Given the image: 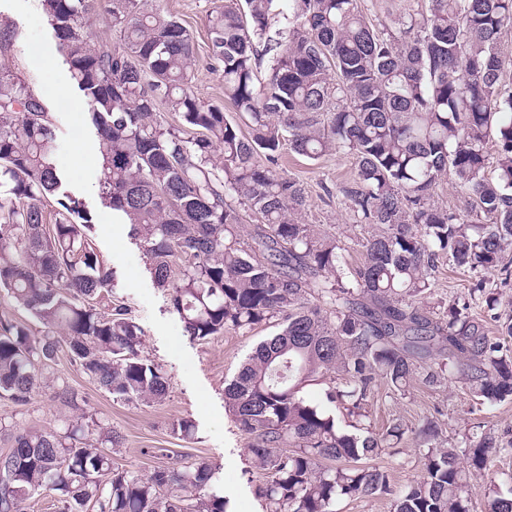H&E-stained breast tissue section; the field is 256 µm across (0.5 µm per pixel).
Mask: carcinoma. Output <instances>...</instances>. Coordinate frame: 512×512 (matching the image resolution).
I'll return each mask as SVG.
<instances>
[{"instance_id":"obj_1","label":"carcinoma","mask_w":512,"mask_h":512,"mask_svg":"<svg viewBox=\"0 0 512 512\" xmlns=\"http://www.w3.org/2000/svg\"><path fill=\"white\" fill-rule=\"evenodd\" d=\"M42 7L96 129L102 198L127 219L187 333L208 340L279 321L225 389L267 471L266 512H335L339 500L392 493L374 460L405 430L364 424L380 382L404 391L454 373L484 404L512 398V351L484 320L425 305L442 255L464 272L512 276V82L501 43L512 0H422L393 28L373 24L358 0H244L212 12L209 49L246 135L191 92L193 39L160 0ZM98 9L111 42L93 41ZM286 148L312 162L350 159L340 192L371 227L353 272L336 238L304 222L305 188L279 168ZM54 154L51 116L1 71L0 290L35 323L0 313V398L26 407L47 388L75 409L74 390L47 373L65 350L112 398L161 402L168 376L112 300L89 217L57 194ZM447 178L468 192L467 214L433 199ZM245 209L261 222L247 227ZM331 371L345 384L328 387L325 403L345 406L354 432L301 395ZM0 430L11 441L0 453V512H26L43 491L61 512H226L205 462L147 477L112 468L122 436L93 414L67 416L61 430L1 417ZM415 435L428 447L394 512H474L477 493L487 512H512V486L489 478L495 436L447 445L431 421Z\"/></svg>"}]
</instances>
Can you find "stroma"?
I'll return each instance as SVG.
<instances>
[{
    "label": "stroma",
    "mask_w": 512,
    "mask_h": 512,
    "mask_svg": "<svg viewBox=\"0 0 512 512\" xmlns=\"http://www.w3.org/2000/svg\"><path fill=\"white\" fill-rule=\"evenodd\" d=\"M241 0H166L168 10L188 28L196 48L192 91L207 104L224 102L223 68L209 50L207 18L224 6ZM0 24L8 26L12 38L8 49H0V70L20 76L52 117L55 158L61 179V194L80 202L92 217L90 239L112 272V296L132 310L144 332L143 351L167 373L170 389L163 402L151 405L113 400L77 371L68 356H60L53 371L87 402V409L106 419L123 437L112 456L113 465L147 476L162 464L203 461L215 468V487L224 492L227 512H263L257 489L265 472L248 451V437L228 411L224 387L236 374L252 348L278 332L270 322L251 330L228 331L208 340L189 336L173 309L166 291L157 288L138 242L123 217L107 206L100 183L102 167L93 150L96 131L81 93L70 80L71 73L41 0H0ZM68 82L66 95H59L57 79ZM282 170L299 180L307 191L306 220L336 236L347 266H356L363 254L362 243L370 234L368 225L356 223L342 204L340 186L351 177L349 159L330 154L310 162L291 151H283ZM476 275L449 266L440 258L431 280L433 303L441 306L465 304L471 315L485 319L489 335H496L498 320L512 317V281L500 275L485 277L484 294L472 295ZM367 411L374 431L399 423L414 430L433 421L442 438L461 442L465 437L491 433L505 442L494 473H512V400L490 406L480 404L456 377L428 388L411 385L395 392L379 385ZM187 420L191 436L172 435L173 423ZM379 466L387 470L394 489H402L419 473L418 445L406 437L394 453L382 455Z\"/></svg>",
    "instance_id": "stroma-1"
}]
</instances>
